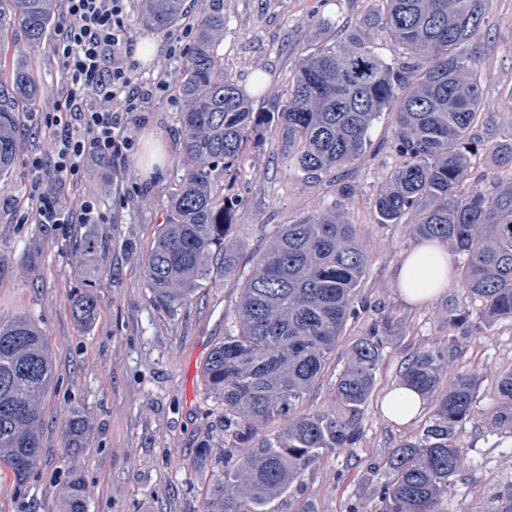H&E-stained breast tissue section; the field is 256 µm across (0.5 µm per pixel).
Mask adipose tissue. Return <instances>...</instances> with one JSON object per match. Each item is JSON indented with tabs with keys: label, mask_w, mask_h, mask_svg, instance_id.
I'll use <instances>...</instances> for the list:
<instances>
[{
	"label": "adipose tissue",
	"mask_w": 512,
	"mask_h": 512,
	"mask_svg": "<svg viewBox=\"0 0 512 512\" xmlns=\"http://www.w3.org/2000/svg\"><path fill=\"white\" fill-rule=\"evenodd\" d=\"M452 260L446 245L422 241L405 256L397 280L404 300L426 303L438 297L448 286ZM426 398L414 388L400 385L389 390L383 400V412L390 421L412 423L425 407Z\"/></svg>",
	"instance_id": "obj_1"
}]
</instances>
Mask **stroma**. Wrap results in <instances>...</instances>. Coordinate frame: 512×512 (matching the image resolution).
<instances>
[{"mask_svg":"<svg viewBox=\"0 0 512 512\" xmlns=\"http://www.w3.org/2000/svg\"><path fill=\"white\" fill-rule=\"evenodd\" d=\"M371 6V0H224V74L251 97L254 111H268L284 94L315 27L323 24L336 33ZM127 11L133 45L146 39L155 45L153 61L138 65L137 83L164 78L170 86L141 101L127 126L132 151L113 158L108 169L88 162L83 184L62 194L63 205L73 211L83 200H93L92 223H34L37 196L48 184L38 181L30 162L49 157L54 143L52 132L36 119L21 132L13 169L0 178V319L23 312L40 322L53 345L56 379L39 403L43 454L34 474L21 483L0 465V512H60L61 490L73 469L83 473L89 512H202L204 488L224 474L223 412L207 394L201 368L230 327L239 284L217 268L183 305L168 309L151 299L144 263L169 217L179 174L185 53L170 48L181 26L150 28L140 0H128ZM486 14L484 35L468 49L484 96L477 129L482 143L472 152L465 184L490 192L512 181V171L485 147L512 129V0H486ZM52 44L45 38L29 49L27 59L42 86L45 112L54 111L64 86ZM395 130L394 114L382 113L360 159L310 178L283 166L275 152L276 132L269 127L262 145L249 149L235 174L224 180V196L235 204L229 242L240 253V273H248L253 254L269 244L280 225L316 210L337 206L364 230L368 263L352 298L356 315L347 321L343 341L323 383L308 395V405L329 403L347 362L348 341L380 320L393 329L356 445L310 469L278 501V512H297L305 499L315 502L317 512H347L354 501L364 512H377L376 490L386 480L388 453L429 421L424 412L411 424L394 423L384 416L382 401L414 353L450 343L458 356L445 370L443 384L467 370L479 371L482 379L476 411L459 430L462 465L443 510L478 506L496 512L499 491L512 482V432L491 425L497 375L512 368V319H487L455 280L425 304L411 305L401 297L395 272L417 238L406 221L381 223L374 206L400 162ZM154 139L166 153L158 177L138 164L147 141ZM82 236L105 238L107 245L80 259L71 243ZM88 291L97 298V315L86 330L73 304ZM74 411L89 423V449L77 456L68 455L63 439ZM202 447L212 453L199 468L195 460Z\"/></svg>","mask_w":512,"mask_h":512,"instance_id":"35a3bbf8","label":"stroma"}]
</instances>
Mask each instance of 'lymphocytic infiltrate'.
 <instances>
[{"label": "lymphocytic infiltrate", "instance_id": "lymphocytic-infiltrate-1", "mask_svg": "<svg viewBox=\"0 0 512 512\" xmlns=\"http://www.w3.org/2000/svg\"><path fill=\"white\" fill-rule=\"evenodd\" d=\"M63 24L55 42L65 95L40 125L54 132L51 160L33 158L35 172L51 170L63 183H79L88 161L111 164L132 141L125 135L128 113L144 96L133 84L134 65L123 47L131 41L127 0H61ZM121 100V111L112 103Z\"/></svg>", "mask_w": 512, "mask_h": 512}]
</instances>
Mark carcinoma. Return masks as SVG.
<instances>
[{
    "instance_id": "obj_1",
    "label": "carcinoma",
    "mask_w": 512,
    "mask_h": 512,
    "mask_svg": "<svg viewBox=\"0 0 512 512\" xmlns=\"http://www.w3.org/2000/svg\"><path fill=\"white\" fill-rule=\"evenodd\" d=\"M375 2L336 35L314 34L285 98L270 112H255L224 76V4L212 0L182 70L181 174L169 219L145 260L155 303L172 308L189 301L218 258L224 276L238 274V255L227 244L234 206L224 199V178L266 126H276L281 162L314 176L358 160L373 122L393 112L401 162L375 198L381 221L408 217L414 235L455 247L465 255L457 276L466 297L480 301L491 319L512 318V184L493 194L476 186L459 190L483 99L475 60L462 48L482 36L485 0ZM142 9L162 31L184 12L183 0H142ZM6 20L31 45L46 38L55 14L50 0H0V23ZM378 31L401 49V62L393 65L375 52ZM13 56L11 69L0 71V177L11 169L24 116L37 111L42 93L18 43ZM490 148L512 170V135ZM367 262L362 231L333 207L281 225L253 258L232 329L202 366L236 450L224 462V476L208 487L203 512H276L274 503L309 469L356 444L389 325L375 324L353 340L330 405L305 402L356 314L351 298ZM95 310L90 293L74 303L86 329ZM454 358L450 344L420 351L404 367L401 382L430 399L432 414L418 436L388 454V481L377 490L381 512H441L461 467L459 427L475 411L480 381L471 371L440 389ZM53 380V347L40 324L26 313L0 321V461L20 481L41 455L38 400ZM496 393L493 424L512 432V368L498 375ZM274 419L281 427L267 429ZM64 439L70 453L84 451L80 413H71ZM63 494L68 512H88L79 474Z\"/></svg>"
}]
</instances>
